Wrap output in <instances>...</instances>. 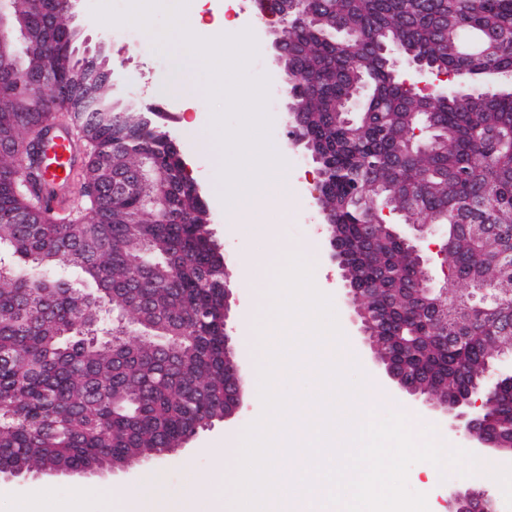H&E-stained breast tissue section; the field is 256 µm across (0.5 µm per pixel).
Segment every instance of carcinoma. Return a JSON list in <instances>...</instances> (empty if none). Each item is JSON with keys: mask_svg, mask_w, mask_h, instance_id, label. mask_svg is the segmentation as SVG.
I'll list each match as a JSON object with an SVG mask.
<instances>
[{"mask_svg": "<svg viewBox=\"0 0 512 512\" xmlns=\"http://www.w3.org/2000/svg\"><path fill=\"white\" fill-rule=\"evenodd\" d=\"M19 22L21 53L0 62V474L48 466L83 471L153 457L224 419L221 243L157 112H131L83 58H44L70 28L63 0H0ZM280 15L288 45L283 86L300 106L303 147L316 155L325 223L348 256L358 305L377 315L386 351L420 375L427 394L483 387L512 349V89L488 91L492 69L512 82V52L465 60L456 47L512 37V0H258ZM423 64L452 76L441 94L405 83ZM366 86L351 125L340 120ZM67 116L89 149L80 200L52 206L35 144ZM431 121L424 150H407ZM137 171L122 196L106 179ZM437 225L446 292L419 287L421 255L392 233L383 209ZM485 224L480 234L471 225ZM79 270L93 289L64 273ZM464 284L469 291L459 290ZM448 314L441 338L425 300ZM137 330V341L127 336ZM512 443V381L488 398Z\"/></svg>", "mask_w": 512, "mask_h": 512, "instance_id": "obj_1", "label": "carcinoma"}]
</instances>
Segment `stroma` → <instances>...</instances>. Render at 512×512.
I'll return each instance as SVG.
<instances>
[{
  "label": "stroma",
  "mask_w": 512,
  "mask_h": 512,
  "mask_svg": "<svg viewBox=\"0 0 512 512\" xmlns=\"http://www.w3.org/2000/svg\"><path fill=\"white\" fill-rule=\"evenodd\" d=\"M92 0H77L73 20L81 29V40L87 48L103 46L109 68L116 77L128 78L133 86L132 111L142 112L147 107L165 103L166 121L171 135L178 141L188 170L196 180L209 208L211 226L223 245L230 272L231 299L229 326L235 345L236 358L244 380H251L255 372L253 359L242 346L241 322L254 304L255 288L242 273L243 254L262 224L260 210L249 206L241 209L236 229H228L225 206L219 197L217 158L202 148L190 147L186 135V122H194L201 132H209L212 107L208 100L185 102L170 97L166 89L178 82L174 62L180 55L179 45H171L167 52H158L151 34L133 26H108L98 23L91 14ZM236 22L242 29L251 30L258 43V54L250 65L252 75L269 79L268 113L275 115L269 137L279 142L285 151L287 163L283 171L282 193L288 198V217L278 224L275 237L282 244L300 247L306 261L312 264L323 293L331 296L342 331L345 354L359 358V377L375 383L385 392L395 395L405 409L421 415L425 420L444 425L438 413L429 410L413 397L395 390L381 374L372 360L369 346L357 324L351 320L354 310L348 301L340 272L330 259L326 227L322 222L320 203L315 191L317 165L303 147L292 146L289 137L288 97L282 89L281 71L275 63L272 39L258 22L259 14L254 0H234ZM263 411L262 403L252 388H245L236 414L223 421L213 422L200 430L184 446L173 453L153 458L151 462L128 470H104L85 475L47 474L38 477L7 478L0 484L7 495L0 497V512H21L30 490L39 485L50 488L54 496L55 512H69L73 503H81L82 512H101L99 503L92 498L95 489H111L123 493L138 489L143 478L150 473L162 476L158 491L159 501L172 512L191 502L194 481L213 476L215 453L224 446L225 437L245 431ZM467 489L488 490L497 503L498 512H505L506 503L501 487L487 486L479 476L462 477L448 471L445 481L434 492L439 512H448L454 494Z\"/></svg>",
  "instance_id": "1"
}]
</instances>
